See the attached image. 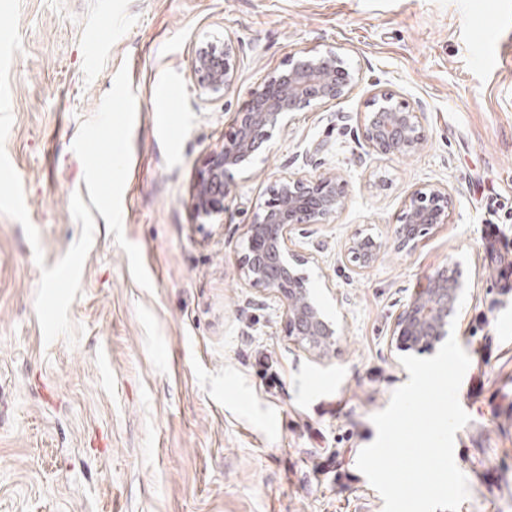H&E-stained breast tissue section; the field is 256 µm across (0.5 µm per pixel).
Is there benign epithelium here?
Instances as JSON below:
<instances>
[{"label":"benign epithelium","instance_id":"1","mask_svg":"<svg viewBox=\"0 0 512 512\" xmlns=\"http://www.w3.org/2000/svg\"><path fill=\"white\" fill-rule=\"evenodd\" d=\"M237 48L234 41L207 42L198 47L191 63V79L199 94L218 98L235 77ZM357 77L334 54L301 51L288 69L274 72L252 92L237 114L234 131L220 149L212 152L199 170L193 193L198 216L224 213V199L234 173L247 170L272 132L288 125V115L313 102L328 103L346 96ZM366 146L378 155L403 156L423 145L419 115L392 96L382 94L362 123ZM343 186L334 174L317 178L284 177L270 188V197L245 227V252L239 274L245 287L261 297L273 295L283 304L288 337L321 356L335 344L336 330L324 317L307 278L298 267L308 263L293 245V230L302 224H319L342 205ZM448 222V190L425 185L408 198L406 222L395 232V248L412 250L426 229ZM347 254L365 268L375 263L381 246L356 234ZM463 284L453 265L436 269L396 316L390 337L401 352L432 351L448 336L459 314Z\"/></svg>","mask_w":512,"mask_h":512}]
</instances>
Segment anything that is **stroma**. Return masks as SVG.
Listing matches in <instances>:
<instances>
[{
    "instance_id": "obj_1",
    "label": "stroma",
    "mask_w": 512,
    "mask_h": 512,
    "mask_svg": "<svg viewBox=\"0 0 512 512\" xmlns=\"http://www.w3.org/2000/svg\"><path fill=\"white\" fill-rule=\"evenodd\" d=\"M227 36L235 80L200 97L195 50ZM304 49L338 54L356 86L294 112L223 216L198 217L203 159ZM381 93L419 112L418 152L364 145ZM326 173L341 208L294 233L338 332L317 357L288 338L279 298L256 304L238 259L270 185ZM427 184L447 188L448 221L395 250ZM359 233L382 244L366 269L346 254ZM495 236L512 247V0H0V512H383L356 461L409 379L389 330L448 264L470 355L458 512H512Z\"/></svg>"
}]
</instances>
